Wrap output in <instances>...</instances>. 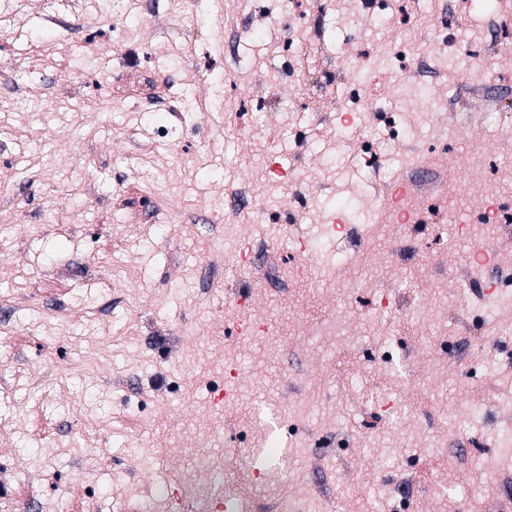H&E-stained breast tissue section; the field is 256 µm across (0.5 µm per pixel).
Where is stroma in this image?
Returning a JSON list of instances; mask_svg holds the SVG:
<instances>
[{
  "label": "stroma",
  "mask_w": 512,
  "mask_h": 512,
  "mask_svg": "<svg viewBox=\"0 0 512 512\" xmlns=\"http://www.w3.org/2000/svg\"><path fill=\"white\" fill-rule=\"evenodd\" d=\"M0 13V478L35 496L0 512H172L216 474L237 512H512V294L462 228L512 166V0ZM415 158L403 231L368 179Z\"/></svg>",
  "instance_id": "1"
}]
</instances>
